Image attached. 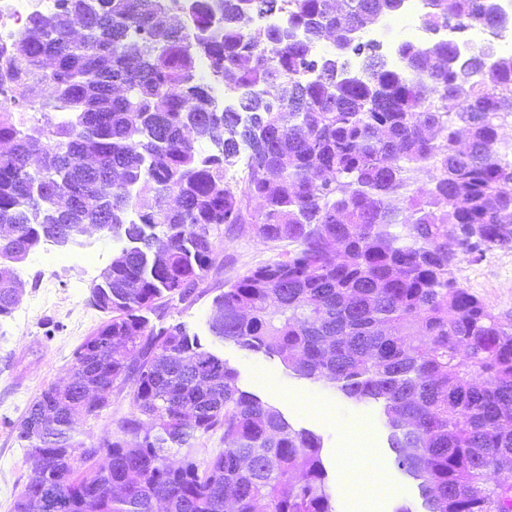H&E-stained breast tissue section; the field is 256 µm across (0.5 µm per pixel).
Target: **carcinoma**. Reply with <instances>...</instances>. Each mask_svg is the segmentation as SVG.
Returning <instances> with one entry per match:
<instances>
[{
    "instance_id": "1",
    "label": "carcinoma",
    "mask_w": 512,
    "mask_h": 512,
    "mask_svg": "<svg viewBox=\"0 0 512 512\" xmlns=\"http://www.w3.org/2000/svg\"><path fill=\"white\" fill-rule=\"evenodd\" d=\"M433 2L432 29L495 26L480 0ZM187 10L176 28L161 21L174 15L168 0H55L0 46V95L22 88L45 118L0 112V142L14 145L0 154V318L19 304L16 265L42 243L90 228L129 242L90 287L107 319L74 351L70 383L42 390L12 428L46 472L28 476L13 512L33 496L48 512H336L319 438L242 390L198 335L162 323L159 299L196 301L226 224L296 248L213 299L210 335L381 404L394 462L419 481L426 512H512V483L491 480L512 471V322L455 276L463 256L512 248V142L500 136L512 57L404 41L393 66L355 36L400 11L397 0ZM80 13L86 30L74 35ZM275 13L287 25L250 26ZM326 32L334 52L317 58ZM366 50L358 73L340 62ZM204 64L236 89L233 107H216L197 78ZM115 80L125 96H112ZM254 86L277 96L245 97ZM217 133L219 153L200 155ZM242 144L251 163L233 186L225 168ZM85 154L99 166L80 165ZM88 389L94 404L82 402ZM124 393L130 411L114 417ZM78 414L106 419L105 437L80 439ZM218 431L224 448L196 447ZM100 448L109 473L92 465Z\"/></svg>"
}]
</instances>
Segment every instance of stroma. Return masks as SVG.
Segmentation results:
<instances>
[{
  "label": "stroma",
  "mask_w": 512,
  "mask_h": 512,
  "mask_svg": "<svg viewBox=\"0 0 512 512\" xmlns=\"http://www.w3.org/2000/svg\"><path fill=\"white\" fill-rule=\"evenodd\" d=\"M119 241L92 230L78 244L62 248L67 266L47 263L36 249L18 268L25 294L8 318L0 319V512H12L31 462L14 444L11 430L43 388L66 380L74 350L103 321L88 303L89 287L112 260ZM287 242L262 243L249 225L224 230L215 262L198 288L195 303L167 300L164 321L201 336L206 348L238 373L242 390L277 408L298 430L321 440V456L337 512H397L408 506L425 512L418 483L399 471L389 446L380 405L346 398L333 386L295 375L275 356L246 351L207 333L216 289L227 288L256 266L284 258ZM99 254L95 270L81 256ZM458 281L483 298L500 317L512 319V250L494 249L463 257Z\"/></svg>",
  "instance_id": "35a3bbf8"
}]
</instances>
